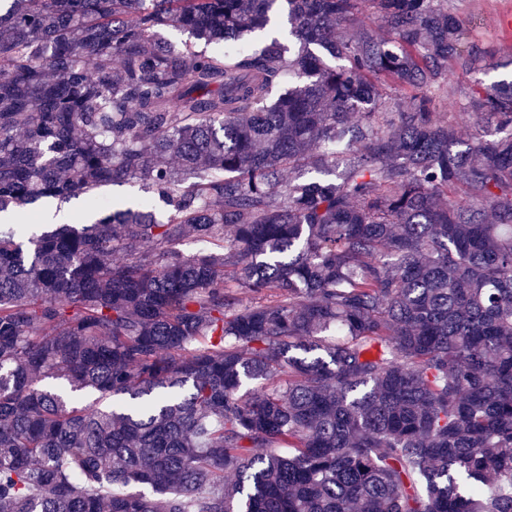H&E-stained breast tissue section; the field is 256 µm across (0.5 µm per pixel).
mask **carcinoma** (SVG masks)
Segmentation results:
<instances>
[{
    "mask_svg": "<svg viewBox=\"0 0 512 512\" xmlns=\"http://www.w3.org/2000/svg\"><path fill=\"white\" fill-rule=\"evenodd\" d=\"M441 2L0 0V220L167 207L0 228V512H512V78L434 111ZM148 191L142 183L134 180L123 186H112V184L102 186L96 190L94 198L97 199L96 204L112 209V204L119 200H150L152 193ZM86 199V196L81 195L64 204L63 210L68 214L67 222H70L69 224H83V222H90L93 220V217L89 212L92 211L96 215V205L94 208H91Z\"/></svg>",
    "mask_w": 512,
    "mask_h": 512,
    "instance_id": "1",
    "label": "carcinoma"
}]
</instances>
